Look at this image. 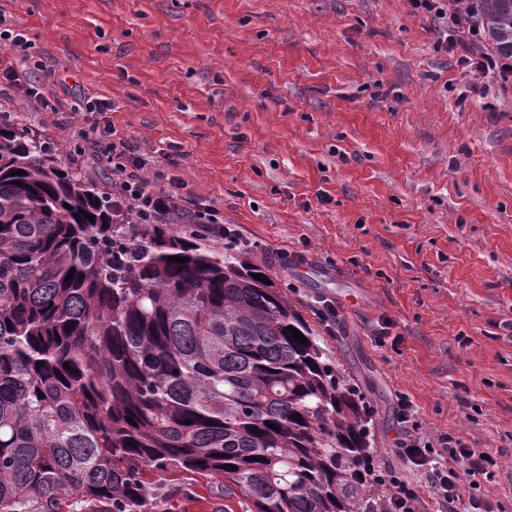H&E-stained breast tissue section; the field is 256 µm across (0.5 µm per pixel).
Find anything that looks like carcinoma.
Listing matches in <instances>:
<instances>
[{"mask_svg": "<svg viewBox=\"0 0 512 512\" xmlns=\"http://www.w3.org/2000/svg\"><path fill=\"white\" fill-rule=\"evenodd\" d=\"M474 4L512 57V0ZM192 237L126 223L0 117V512H152V471L253 512H386L360 393L244 253Z\"/></svg>", "mask_w": 512, "mask_h": 512, "instance_id": "obj_1", "label": "carcinoma"}]
</instances>
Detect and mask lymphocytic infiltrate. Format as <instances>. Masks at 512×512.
I'll return each instance as SVG.
<instances>
[{
    "label": "lymphocytic infiltrate",
    "instance_id": "obj_1",
    "mask_svg": "<svg viewBox=\"0 0 512 512\" xmlns=\"http://www.w3.org/2000/svg\"><path fill=\"white\" fill-rule=\"evenodd\" d=\"M413 15L430 16L438 24L439 34L449 27L466 30L467 38L446 43L449 52L458 53L459 64L479 72L498 73L502 82L512 81V58H498L479 51L480 21L476 14L464 13L457 0H408ZM34 44L26 31L9 27L0 12V75L4 76L5 92L21 91L33 98L39 111L59 114L71 111L68 99L41 96L33 74L45 70L43 60L33 53ZM99 164L112 173V196L117 205L128 211L140 224H156L167 220L178 223L188 218L197 235L204 238L226 239L231 235L216 208L205 205L188 209L184 200V182L166 176L155 161L142 157L132 141L108 124L82 131ZM399 421L402 431L396 441L397 465L371 467L370 476L378 485L389 487V512H424L426 501H434L445 512H493L491 503L477 497L482 481L494 477L499 463L489 452L470 448L460 439L442 434L437 440H426L414 421L410 401L400 399ZM406 468L424 478L431 493L423 499L420 485L402 479L398 468ZM469 485L471 495L460 492Z\"/></svg>",
    "mask_w": 512,
    "mask_h": 512
}]
</instances>
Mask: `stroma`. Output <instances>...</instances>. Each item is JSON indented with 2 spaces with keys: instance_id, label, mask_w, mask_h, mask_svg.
I'll list each match as a JSON object with an SVG mask.
<instances>
[{
  "instance_id": "stroma-1",
  "label": "stroma",
  "mask_w": 512,
  "mask_h": 512,
  "mask_svg": "<svg viewBox=\"0 0 512 512\" xmlns=\"http://www.w3.org/2000/svg\"><path fill=\"white\" fill-rule=\"evenodd\" d=\"M48 70L111 112L57 119L20 95L0 116L72 164L113 125L176 154L250 263L287 293L370 409L394 462L399 397L423 435L490 452L512 512V84L466 71L407 0H0ZM336 304L335 332L314 310ZM392 324L378 346V322ZM157 512H251L210 482L152 472Z\"/></svg>"
}]
</instances>
